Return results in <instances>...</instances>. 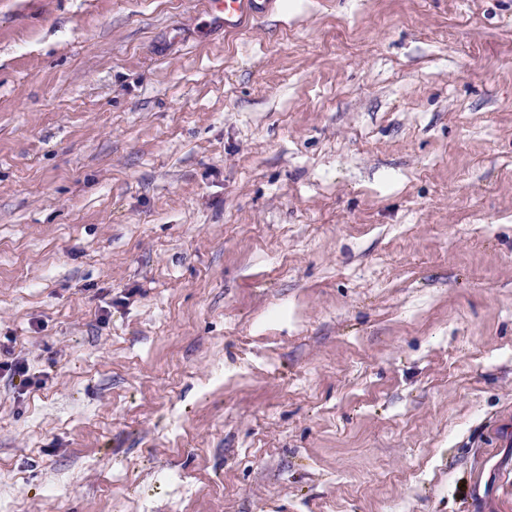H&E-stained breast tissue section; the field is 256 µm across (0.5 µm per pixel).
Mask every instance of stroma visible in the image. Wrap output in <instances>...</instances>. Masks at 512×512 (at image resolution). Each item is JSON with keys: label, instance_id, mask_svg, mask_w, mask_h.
<instances>
[{"label": "stroma", "instance_id": "obj_1", "mask_svg": "<svg viewBox=\"0 0 512 512\" xmlns=\"http://www.w3.org/2000/svg\"><path fill=\"white\" fill-rule=\"evenodd\" d=\"M0 512H512V0H0ZM247 0H209L211 13L224 23L225 30L237 28ZM29 370L30 368L24 359L0 361V378L7 377L8 380L13 381L16 377H20L22 378L20 385L23 387L37 384V382H34L33 378L28 375Z\"/></svg>", "mask_w": 512, "mask_h": 512}]
</instances>
